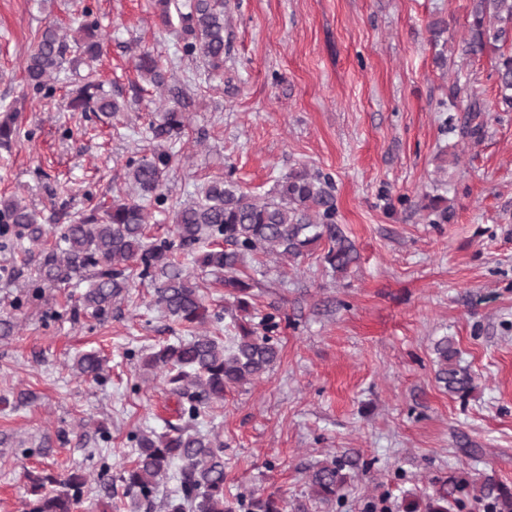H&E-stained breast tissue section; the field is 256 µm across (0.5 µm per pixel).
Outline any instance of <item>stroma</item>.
<instances>
[{"label": "stroma", "instance_id": "1", "mask_svg": "<svg viewBox=\"0 0 512 512\" xmlns=\"http://www.w3.org/2000/svg\"><path fill=\"white\" fill-rule=\"evenodd\" d=\"M91 8L103 53L95 61L120 112L72 111L81 71L64 65L51 98L26 81L28 54L54 22L75 31ZM471 0H227L224 71L183 58L179 22L162 26L155 0H0V119L16 114L0 147V198L18 196L54 244L90 203L126 191V163L171 154L170 205L149 207L148 234L168 236L173 204L225 177L266 195L294 168L332 179L336 221L357 260L324 269L322 248L301 263L248 257L254 321L275 315L281 359L260 380L231 388L198 429L224 443V493H279L286 512H404L461 473L512 487V111L499 102L494 54L466 58ZM442 33L433 36L431 24ZM150 52L167 85L136 70ZM467 93L453 95L454 84ZM481 108L482 139L446 133ZM183 133L158 139L165 110ZM448 200L431 224L423 196ZM44 253L28 240L0 250V512H20L25 474L51 467L97 476L109 462L112 502L133 512L118 475L135 454L132 431H165L175 399L143 369L185 329L134 279L103 319L76 314L88 273L43 282ZM454 338L474 378L468 399L435 379L433 345ZM95 351L100 382L74 360ZM108 439H101L100 430ZM358 459L339 498L315 500L318 462Z\"/></svg>", "mask_w": 512, "mask_h": 512}]
</instances>
